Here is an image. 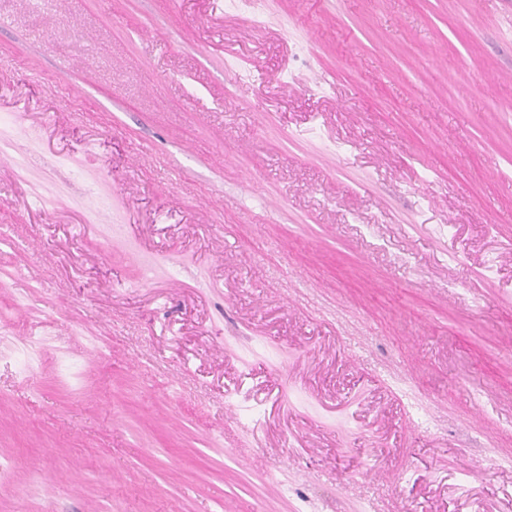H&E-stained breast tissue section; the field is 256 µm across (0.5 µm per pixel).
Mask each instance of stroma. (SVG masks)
<instances>
[{"mask_svg":"<svg viewBox=\"0 0 512 512\" xmlns=\"http://www.w3.org/2000/svg\"><path fill=\"white\" fill-rule=\"evenodd\" d=\"M0 512H512V0H0Z\"/></svg>","mask_w":512,"mask_h":512,"instance_id":"35a3bbf8","label":"stroma"}]
</instances>
